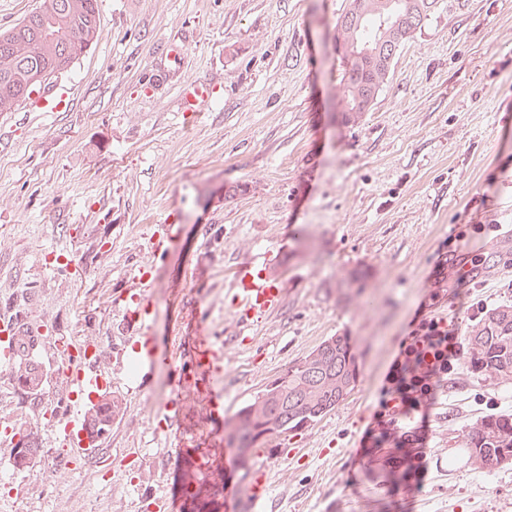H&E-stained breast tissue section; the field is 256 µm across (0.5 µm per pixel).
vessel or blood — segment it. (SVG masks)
<instances>
[{"instance_id":"b4317fda","label":"vessel or blood","mask_w":512,"mask_h":512,"mask_svg":"<svg viewBox=\"0 0 512 512\" xmlns=\"http://www.w3.org/2000/svg\"><path fill=\"white\" fill-rule=\"evenodd\" d=\"M213 96L210 86L193 82L183 83L179 92L183 110L195 111L208 103ZM71 104L70 92L66 86H58L53 91L39 96L34 107L40 112H64ZM232 295L238 307L244 312L262 314L276 310L282 301V290L262 275L244 269L239 271ZM21 330L15 321L0 319V371H13L21 356L19 336ZM192 358L195 375L202 380V393L211 411L222 409L221 397L224 385V349L210 336L196 338ZM38 353L46 357L54 374L68 397L64 412L54 414L52 430L61 447L72 449L81 455L92 453L97 440L92 437L86 425V398L106 387L111 374L105 368L83 367L81 361L86 356L85 349L58 346L39 341ZM272 470L264 465L254 470L245 490L252 502L264 499L268 490Z\"/></svg>"}]
</instances>
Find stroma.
I'll return each mask as SVG.
<instances>
[{
  "instance_id": "stroma-1",
  "label": "stroma",
  "mask_w": 512,
  "mask_h": 512,
  "mask_svg": "<svg viewBox=\"0 0 512 512\" xmlns=\"http://www.w3.org/2000/svg\"><path fill=\"white\" fill-rule=\"evenodd\" d=\"M346 0H98L97 38L58 80L67 112H0V315L112 355L123 408L94 458L58 447L39 393L0 374V423L35 434L0 512H190L170 493L246 483L223 422L179 391L196 321L224 347V413L331 336L352 338L355 389L274 469L268 502L216 512H512V464L475 469L458 437L512 415V382L459 368L434 403L363 446L412 326L466 334L512 304V0H444L396 57L369 112L345 120L336 21ZM185 43L180 65L165 46ZM216 94L185 112L178 90ZM483 260L460 284L456 262ZM283 290L248 320L228 292L243 265ZM151 303L126 316L140 278ZM175 354L139 381L142 337ZM414 444L397 447L403 434Z\"/></svg>"
}]
</instances>
